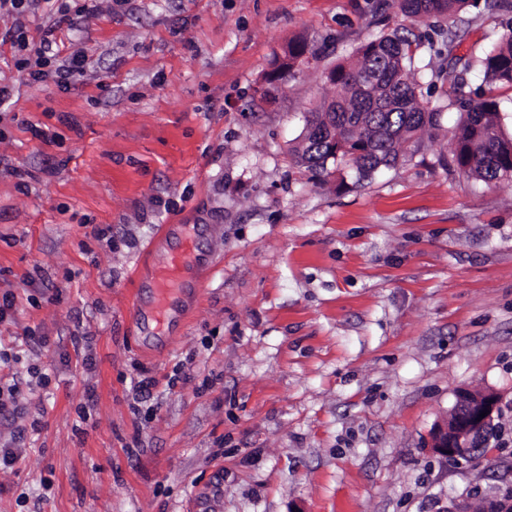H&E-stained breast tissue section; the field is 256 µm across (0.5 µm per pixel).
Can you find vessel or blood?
Returning <instances> with one entry per match:
<instances>
[{"label": "vessel or blood", "instance_id": "obj_1", "mask_svg": "<svg viewBox=\"0 0 512 512\" xmlns=\"http://www.w3.org/2000/svg\"><path fill=\"white\" fill-rule=\"evenodd\" d=\"M194 252L191 237H183L180 247L169 253L157 267L149 286L153 295L151 319L164 323L168 311L178 296L189 287V273L193 266Z\"/></svg>", "mask_w": 512, "mask_h": 512}]
</instances>
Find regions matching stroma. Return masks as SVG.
<instances>
[{
  "label": "stroma",
  "mask_w": 512,
  "mask_h": 512,
  "mask_svg": "<svg viewBox=\"0 0 512 512\" xmlns=\"http://www.w3.org/2000/svg\"><path fill=\"white\" fill-rule=\"evenodd\" d=\"M99 0L61 25L95 78L21 83L0 45V294L29 396L0 440V512H448L502 500L512 446L453 462L432 432L457 390L494 391L512 430V181L441 166L457 119L441 74L472 60L512 136V86L477 61L512 11L427 25L394 0ZM444 108L412 158L359 181L313 180L291 150L326 72L383 33ZM311 50L276 103L265 78ZM446 49L436 57L434 48ZM57 139H34L25 123ZM185 224L199 262L168 321L147 284ZM108 229L99 239L95 228ZM48 385H39L38 375ZM153 379L136 398L140 376ZM308 52V45L304 40H295L288 42L283 54L276 60V68L266 78L268 87L263 92V99L268 102L276 100V94L279 91L277 82L294 78L300 65L304 62V57Z\"/></svg>",
  "instance_id": "stroma-1"
}]
</instances>
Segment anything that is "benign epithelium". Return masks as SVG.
<instances>
[{
  "mask_svg": "<svg viewBox=\"0 0 512 512\" xmlns=\"http://www.w3.org/2000/svg\"><path fill=\"white\" fill-rule=\"evenodd\" d=\"M456 397L463 404L462 411L456 415L452 425L440 427L434 433L433 449L446 458H457L467 453L464 443L471 441L485 422L479 414L485 410L494 414L498 403V394L493 391L475 394L461 389Z\"/></svg>",
  "mask_w": 512,
  "mask_h": 512,
  "instance_id": "1",
  "label": "benign epithelium"
}]
</instances>
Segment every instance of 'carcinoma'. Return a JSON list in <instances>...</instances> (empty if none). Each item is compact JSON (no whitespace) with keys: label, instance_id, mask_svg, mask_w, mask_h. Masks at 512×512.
<instances>
[{"label":"carcinoma","instance_id":"1","mask_svg":"<svg viewBox=\"0 0 512 512\" xmlns=\"http://www.w3.org/2000/svg\"><path fill=\"white\" fill-rule=\"evenodd\" d=\"M400 13L426 23L437 17L449 18L478 0H395ZM413 41L393 31L360 45L352 58L334 65L328 74L337 95L304 113V128L294 149L297 164L315 180L330 175L328 165L343 166L360 180L370 178L379 168L389 167L415 154L424 131L441 128V106L421 100L411 77ZM308 45L304 40L288 43L266 78L263 99L271 103L279 91L278 82L295 77ZM461 68L448 72L444 95L448 107L458 112V122L449 147L448 168L487 184L512 180V138L501 128L500 105L485 97L472 107L460 97L463 75L469 61L457 59ZM490 83L512 85V31L482 59ZM498 429L493 420L473 442L470 459L484 455Z\"/></svg>","mask_w":512,"mask_h":512}]
</instances>
